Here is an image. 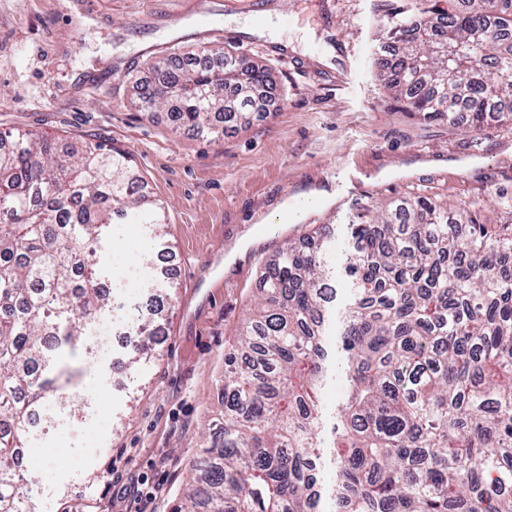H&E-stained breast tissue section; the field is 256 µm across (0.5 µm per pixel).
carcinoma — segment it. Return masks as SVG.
Returning a JSON list of instances; mask_svg holds the SVG:
<instances>
[{
    "mask_svg": "<svg viewBox=\"0 0 512 512\" xmlns=\"http://www.w3.org/2000/svg\"><path fill=\"white\" fill-rule=\"evenodd\" d=\"M420 0L387 26L399 58L386 90L428 120L470 129L512 121V0H448L439 21ZM213 67L178 55L150 67L141 108L167 106L172 132L216 134L224 114L249 124L250 99L224 92L271 84L269 68L216 49ZM0 146V512H21L14 431L55 394L50 355L109 312L97 259L114 224L166 235L130 155L12 134ZM352 294L340 333L348 381L340 404L336 512H512V221L483 224L436 196L400 198L351 225ZM268 261L247 318L224 350V415L202 433L174 512H319L318 408L333 270L320 233Z\"/></svg>",
    "mask_w": 512,
    "mask_h": 512,
    "instance_id": "cac0c4a2",
    "label": "carcinoma"
}]
</instances>
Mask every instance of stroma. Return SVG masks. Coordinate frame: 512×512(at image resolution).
<instances>
[{"instance_id": "obj_1", "label": "stroma", "mask_w": 512, "mask_h": 512, "mask_svg": "<svg viewBox=\"0 0 512 512\" xmlns=\"http://www.w3.org/2000/svg\"><path fill=\"white\" fill-rule=\"evenodd\" d=\"M408 0H0V132L46 134L68 146L129 152L151 198L163 203L166 243L139 224H116L113 271L142 267L141 300L168 298L162 336L138 367L127 351L65 354L76 400L52 437L32 431L28 470L40 492L23 512H171L218 409L224 347L264 262L319 227L338 268L326 341L335 345L350 285L341 275L352 222L405 193L439 194L449 206L478 201L501 224L512 201V122L475 133L412 114L377 76L380 25ZM210 46L267 65L269 112L223 135L172 133L161 109L131 103L153 80V60ZM331 193L315 204L304 191ZM293 220L275 223L280 205ZM246 254L230 259L240 238ZM96 377L99 391L88 390ZM347 387L330 372L321 394V512H335L330 426Z\"/></svg>"}]
</instances>
